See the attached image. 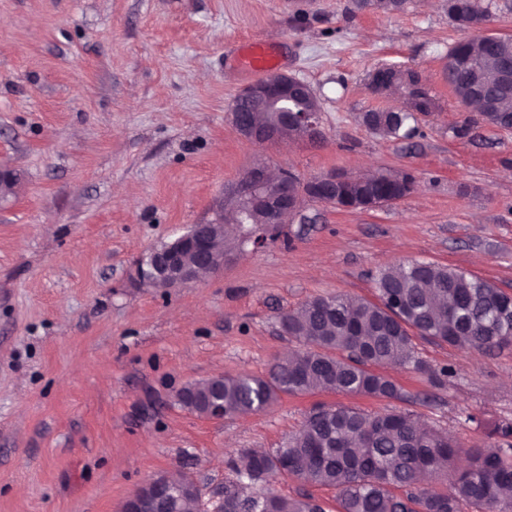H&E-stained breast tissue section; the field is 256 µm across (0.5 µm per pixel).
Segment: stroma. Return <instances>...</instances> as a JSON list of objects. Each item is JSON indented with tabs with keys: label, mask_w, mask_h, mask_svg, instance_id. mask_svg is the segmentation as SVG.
Instances as JSON below:
<instances>
[{
	"label": "stroma",
	"mask_w": 512,
	"mask_h": 512,
	"mask_svg": "<svg viewBox=\"0 0 512 512\" xmlns=\"http://www.w3.org/2000/svg\"><path fill=\"white\" fill-rule=\"evenodd\" d=\"M462 36L446 0L395 14L354 0H0V167L22 175L0 200V512H121L149 479L191 476L210 512L240 449L281 447L319 405L414 415L462 445L467 423L512 419V348L459 350L415 338L433 387L383 374L401 398L283 395L247 417L209 420L176 401L214 376H267L296 344L280 316L331 294L375 300L372 272L405 260L461 269L512 294V129L485 123L443 76ZM273 42L280 71L319 100L323 143L254 144L229 112L250 81L231 44ZM413 73L433 97L414 135L357 122L399 111ZM301 180L402 170L416 187L375 210L308 201L260 249L185 288H141L134 261L214 218L250 167Z\"/></svg>",
	"instance_id": "stroma-1"
}]
</instances>
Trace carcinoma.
Returning <instances> with one entry per match:
<instances>
[{
    "instance_id": "obj_1",
    "label": "carcinoma",
    "mask_w": 512,
    "mask_h": 512,
    "mask_svg": "<svg viewBox=\"0 0 512 512\" xmlns=\"http://www.w3.org/2000/svg\"><path fill=\"white\" fill-rule=\"evenodd\" d=\"M404 0H355L359 11L395 13ZM448 16L461 28H478L485 14L473 0H448ZM512 57V37L468 35L448 53L443 75L456 98L469 104L474 95L467 59L482 64L491 79L502 58ZM415 109L425 112L432 99L417 80L406 85ZM489 125L506 129L512 99L486 96L478 106ZM232 113L246 112L260 122L272 121L276 109L250 111L234 102ZM410 112L372 111L360 117L367 129L382 138H407ZM408 172H372L351 179L345 194L383 205L410 191ZM254 211L246 222L230 214L213 226V236L232 225L239 239L261 223ZM377 300L347 294L313 298L280 318L282 331L298 349L271 367L267 377L226 375L223 381L189 385L201 414L215 395L224 404V417L263 410L281 393L336 391L398 399L400 386L375 371L379 366H409L435 387L454 374L448 365L432 366L419 357L413 338L443 343L460 350L495 352L512 346V317L502 322L492 307L502 290L459 269L411 260L378 271ZM464 455L468 466L448 473V488L422 481L450 467ZM236 479L224 485V499L215 512H325L310 497L286 498L271 490L254 492L277 475L338 490L340 512H512V420L492 426L480 444L462 446L407 413H371L347 406H319L310 411L297 433L270 452L243 449L230 460ZM404 489L398 496L395 490Z\"/></svg>"
}]
</instances>
